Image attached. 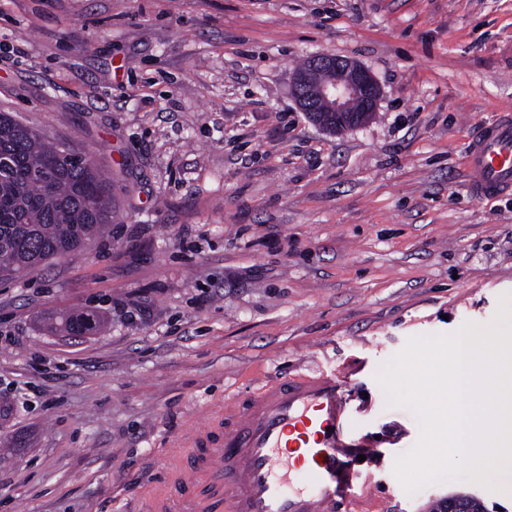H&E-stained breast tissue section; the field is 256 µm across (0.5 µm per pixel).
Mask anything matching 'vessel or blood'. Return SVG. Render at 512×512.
Returning a JSON list of instances; mask_svg holds the SVG:
<instances>
[{
    "instance_id": "b4317fda",
    "label": "vessel or blood",
    "mask_w": 512,
    "mask_h": 512,
    "mask_svg": "<svg viewBox=\"0 0 512 512\" xmlns=\"http://www.w3.org/2000/svg\"><path fill=\"white\" fill-rule=\"evenodd\" d=\"M471 188L480 196L512 191V113L480 126L467 148ZM333 372L266 381L233 419L216 415L191 437L166 489L151 493L153 512L178 499L183 512H372L370 473L360 456L376 441L356 435V417Z\"/></svg>"
}]
</instances>
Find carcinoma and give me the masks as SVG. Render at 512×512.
Wrapping results in <instances>:
<instances>
[{
	"label": "carcinoma",
	"mask_w": 512,
	"mask_h": 512,
	"mask_svg": "<svg viewBox=\"0 0 512 512\" xmlns=\"http://www.w3.org/2000/svg\"><path fill=\"white\" fill-rule=\"evenodd\" d=\"M62 146L0 113V262L23 272L80 251L112 222L110 180L95 165L68 162ZM96 321L70 310L49 328L83 336Z\"/></svg>",
	"instance_id": "cac0c4a2"
}]
</instances>
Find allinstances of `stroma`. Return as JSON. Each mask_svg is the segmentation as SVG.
<instances>
[{"label":"stroma","instance_id":"1","mask_svg":"<svg viewBox=\"0 0 512 512\" xmlns=\"http://www.w3.org/2000/svg\"><path fill=\"white\" fill-rule=\"evenodd\" d=\"M332 54L378 83L365 126L311 121L292 79ZM512 111V0H0V112L111 179L77 253L0 277V512H148L178 436L312 368L351 374L379 512L418 441L379 366L491 328L512 294V194L474 195L473 130ZM101 326L70 338L49 317Z\"/></svg>","mask_w":512,"mask_h":512}]
</instances>
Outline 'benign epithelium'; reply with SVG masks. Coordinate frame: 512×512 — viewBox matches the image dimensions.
<instances>
[{
	"instance_id": "obj_1",
	"label": "benign epithelium",
	"mask_w": 512,
	"mask_h": 512,
	"mask_svg": "<svg viewBox=\"0 0 512 512\" xmlns=\"http://www.w3.org/2000/svg\"><path fill=\"white\" fill-rule=\"evenodd\" d=\"M293 93L302 102H316L310 112L336 115V131L364 125L376 112L380 88L371 73L340 56L310 58L294 77Z\"/></svg>"
}]
</instances>
